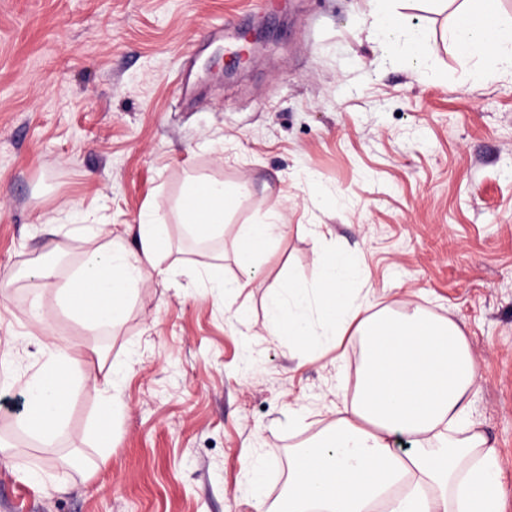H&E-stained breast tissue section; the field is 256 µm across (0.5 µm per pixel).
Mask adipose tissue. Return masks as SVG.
Here are the masks:
<instances>
[{"label":"adipose tissue","mask_w":512,"mask_h":512,"mask_svg":"<svg viewBox=\"0 0 512 512\" xmlns=\"http://www.w3.org/2000/svg\"><path fill=\"white\" fill-rule=\"evenodd\" d=\"M373 2L377 34L423 62V31L395 24L385 0ZM473 2L466 23L451 31L458 53L481 60L485 79L512 73V22L501 20L491 29L475 25L492 0ZM183 195L179 216L192 235L223 234L231 190L220 182L191 181ZM196 195L201 203L189 205ZM128 231L132 248L112 241L88 252L57 290L58 305L89 332L123 320L128 298L170 249L166 225L146 221ZM282 234V225L272 222L240 225L234 250L239 277L224 281L212 274L210 262L200 263L212 288L250 287L262 256ZM316 264L317 287L292 280L271 296L270 325L310 348L353 336L361 354L358 386L335 419L294 446L278 504L256 502L255 512H500L505 489L495 471L496 450L466 420L476 366L461 327L419 308L366 313L353 291L360 272L345 253L318 255ZM79 365L72 353L59 352L26 385L21 422L45 444L56 438L68 406V394L54 378L73 375Z\"/></svg>","instance_id":"ef3b65f1"}]
</instances>
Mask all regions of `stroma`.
<instances>
[{
    "mask_svg": "<svg viewBox=\"0 0 512 512\" xmlns=\"http://www.w3.org/2000/svg\"><path fill=\"white\" fill-rule=\"evenodd\" d=\"M0 0V512H254L287 483V455L353 393L358 356L311 352L267 328L289 278L317 252L360 268L369 312L412 307L458 323L478 376L472 421L497 450L512 512V73L486 81L450 30L465 0H390L427 38V60L371 32L370 0ZM263 29L235 75L207 62ZM193 60L196 101L181 78ZM246 186L223 236L195 239L187 181ZM166 225L161 275L124 322L88 333L65 312L32 326L86 252L143 218ZM285 232L250 288L217 298L198 267L234 279L239 225ZM52 261L55 276L28 268ZM114 369L73 390L57 444L19 420L50 348Z\"/></svg>",
    "mask_w": 512,
    "mask_h": 512,
    "instance_id": "obj_1",
    "label": "stroma"
}]
</instances>
